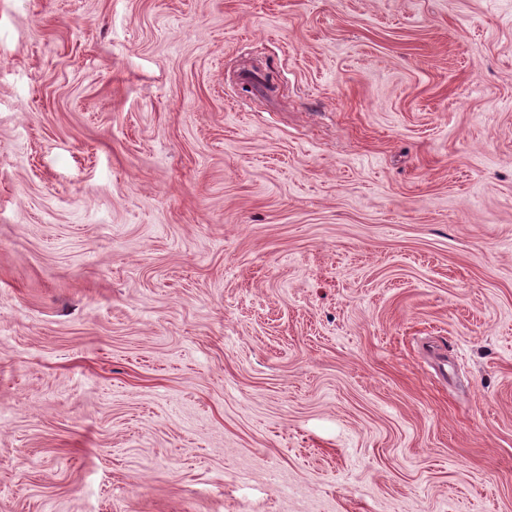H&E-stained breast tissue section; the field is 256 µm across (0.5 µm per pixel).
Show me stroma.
<instances>
[{"instance_id": "1", "label": "stroma", "mask_w": 512, "mask_h": 512, "mask_svg": "<svg viewBox=\"0 0 512 512\" xmlns=\"http://www.w3.org/2000/svg\"><path fill=\"white\" fill-rule=\"evenodd\" d=\"M0 512H512V0H0Z\"/></svg>"}]
</instances>
